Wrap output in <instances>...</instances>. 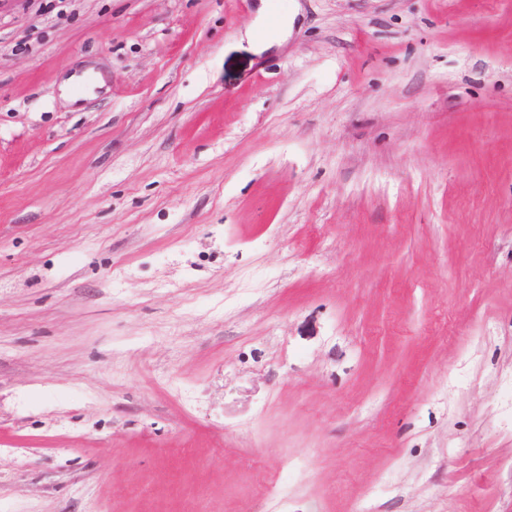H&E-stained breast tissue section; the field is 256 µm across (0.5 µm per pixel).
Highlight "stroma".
I'll return each mask as SVG.
<instances>
[{"instance_id": "obj_1", "label": "stroma", "mask_w": 512, "mask_h": 512, "mask_svg": "<svg viewBox=\"0 0 512 512\" xmlns=\"http://www.w3.org/2000/svg\"><path fill=\"white\" fill-rule=\"evenodd\" d=\"M270 4L0 0V512H512V0Z\"/></svg>"}]
</instances>
